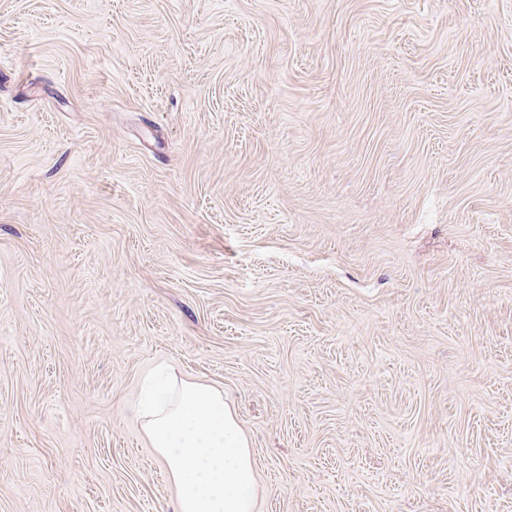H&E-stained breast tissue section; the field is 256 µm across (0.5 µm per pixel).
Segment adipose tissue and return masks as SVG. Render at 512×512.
<instances>
[{
	"instance_id": "ef3b65f1",
	"label": "adipose tissue",
	"mask_w": 512,
	"mask_h": 512,
	"mask_svg": "<svg viewBox=\"0 0 512 512\" xmlns=\"http://www.w3.org/2000/svg\"><path fill=\"white\" fill-rule=\"evenodd\" d=\"M142 418L178 490L176 512H255L253 453L223 391L174 378Z\"/></svg>"
}]
</instances>
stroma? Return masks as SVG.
Returning a JSON list of instances; mask_svg holds the SVG:
<instances>
[{
	"mask_svg": "<svg viewBox=\"0 0 512 512\" xmlns=\"http://www.w3.org/2000/svg\"><path fill=\"white\" fill-rule=\"evenodd\" d=\"M0 512H175L161 366L256 512H512V0H0Z\"/></svg>",
	"mask_w": 512,
	"mask_h": 512,
	"instance_id": "35a3bbf8",
	"label": "stroma"
}]
</instances>
